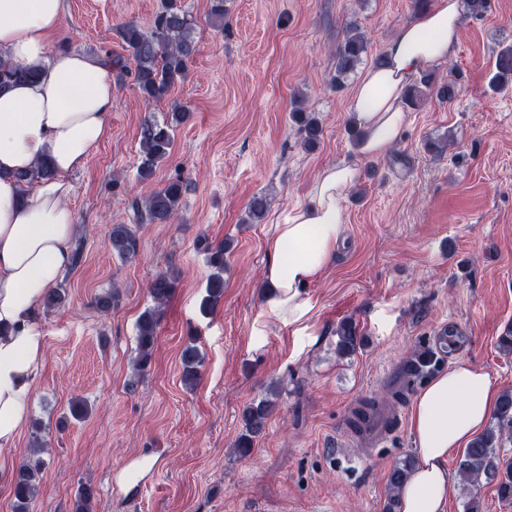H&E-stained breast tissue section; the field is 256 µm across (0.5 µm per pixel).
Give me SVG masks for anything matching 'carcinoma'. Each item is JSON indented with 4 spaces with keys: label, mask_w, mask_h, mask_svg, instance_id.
<instances>
[{
    "label": "carcinoma",
    "mask_w": 512,
    "mask_h": 512,
    "mask_svg": "<svg viewBox=\"0 0 512 512\" xmlns=\"http://www.w3.org/2000/svg\"><path fill=\"white\" fill-rule=\"evenodd\" d=\"M124 49L135 62V84L146 103L150 106L161 102L174 87L185 79L188 67L197 53L193 35L191 15L180 0H164L161 10L155 15L150 30L144 31L134 22L119 28ZM366 41L362 33L352 30L336 49V74L332 82L338 84L352 71L366 53ZM37 76L27 66L12 63L0 57V92L14 84L28 81ZM512 81V46L500 50L495 59V74L492 86L499 89ZM458 87L452 80L437 81L427 71L422 73L407 89V102L412 105L433 94L443 101H450L457 95ZM187 115L184 110L173 113L172 121L160 122L153 116L144 118L140 131V163L138 175L145 181L153 177L158 165L168 156L174 127ZM295 121L304 134V142L312 146L321 135L318 120L306 113L298 112ZM186 184L181 179L167 183L163 188L149 195L140 204V216L157 223H169L178 218ZM270 209L267 196L261 194L252 198L248 206V217L257 222L264 219ZM112 250L122 258L135 254L137 239L127 224H114L109 237ZM199 248L207 255L211 273L201 299L200 310L207 314L224 295V270L230 245L222 242L214 245L206 237L198 239ZM176 287L175 278L167 273L157 275L150 282L149 294L154 306L147 308L139 317L136 369L141 371L150 364L155 343L158 314L167 303ZM357 336L349 326H342L337 343L338 352L350 353L356 346ZM182 378L185 384L195 385L200 378L202 356L191 343L181 353ZM280 398L279 387L273 386L269 394L252 401L241 411V433L235 443L239 457L251 455L254 441L263 433L267 420L273 415ZM512 439V390L504 391L493 414V423L464 449L457 463L456 475L459 484L468 494L465 512H481L480 500L475 497L477 487L482 483H493L500 501L512 506V455L501 452L503 443ZM31 457L23 461L12 479L15 512H26L39 487V474L43 460L41 437L32 438ZM413 466V458L406 457L392 467L388 476L391 495L387 512H395L397 494ZM96 491L84 486L77 494L75 512H92Z\"/></svg>",
    "instance_id": "carcinoma-1"
}]
</instances>
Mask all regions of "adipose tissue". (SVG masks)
<instances>
[{
	"mask_svg": "<svg viewBox=\"0 0 512 512\" xmlns=\"http://www.w3.org/2000/svg\"><path fill=\"white\" fill-rule=\"evenodd\" d=\"M64 0H0V54L38 68L35 81L0 95V478L30 416L44 363L37 322L47 291L72 263L76 215L67 176L83 168L110 133L112 79L101 57L50 53ZM461 0H433L389 40L386 66L369 67L352 92L357 151L381 158L409 122L405 92L429 67L451 57L461 34ZM48 163L53 177L23 187L18 173ZM359 176L353 165L320 171L311 204L274 225L265 248L262 313L281 325L305 315L302 290L327 273L346 226L342 195ZM499 399L489 374L459 362L417 394L409 425L419 461L399 492V512H442L450 491L448 454L467 447Z\"/></svg>",
	"mask_w": 512,
	"mask_h": 512,
	"instance_id": "ef3b65f1",
	"label": "adipose tissue"
}]
</instances>
